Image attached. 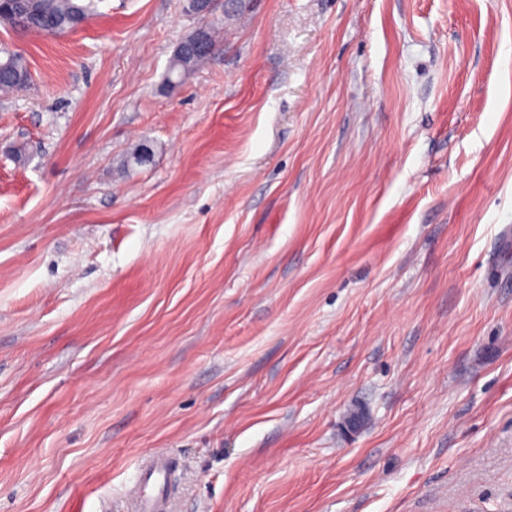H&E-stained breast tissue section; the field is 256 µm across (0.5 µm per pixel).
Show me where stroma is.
Returning <instances> with one entry per match:
<instances>
[{
	"instance_id": "35a3bbf8",
	"label": "stroma",
	"mask_w": 512,
	"mask_h": 512,
	"mask_svg": "<svg viewBox=\"0 0 512 512\" xmlns=\"http://www.w3.org/2000/svg\"><path fill=\"white\" fill-rule=\"evenodd\" d=\"M100 10L0 25V512H512V0H216L173 89ZM32 76L25 58L6 48L0 49V95L9 96L30 86ZM168 474L169 463L163 459H157L141 473L142 492L134 502L135 512H159L162 509Z\"/></svg>"
}]
</instances>
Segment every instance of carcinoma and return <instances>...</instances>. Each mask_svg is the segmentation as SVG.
<instances>
[{
  "label": "carcinoma",
  "instance_id": "obj_1",
  "mask_svg": "<svg viewBox=\"0 0 512 512\" xmlns=\"http://www.w3.org/2000/svg\"><path fill=\"white\" fill-rule=\"evenodd\" d=\"M101 0H12L8 12L21 15L27 31L59 35L80 28ZM32 76L25 58L0 49V95L9 96L30 86Z\"/></svg>",
  "mask_w": 512,
  "mask_h": 512
}]
</instances>
